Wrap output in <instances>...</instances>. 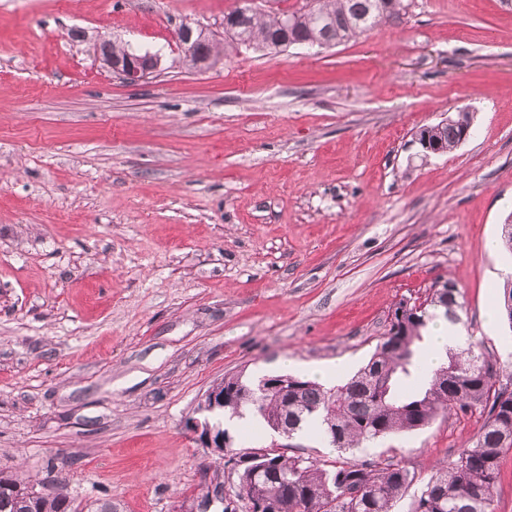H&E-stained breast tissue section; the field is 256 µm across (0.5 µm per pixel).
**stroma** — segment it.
Masks as SVG:
<instances>
[{
	"instance_id": "1",
	"label": "stroma",
	"mask_w": 512,
	"mask_h": 512,
	"mask_svg": "<svg viewBox=\"0 0 512 512\" xmlns=\"http://www.w3.org/2000/svg\"><path fill=\"white\" fill-rule=\"evenodd\" d=\"M241 0H0V471L76 502L177 512L203 448L183 427L224 377L334 362L352 376L396 303L453 281L473 343L512 256V9L411 0L400 23L312 51L224 39ZM221 40L211 68L176 41ZM157 52L136 85L100 35ZM467 110L422 158L416 131ZM477 412L359 449L426 481ZM213 38H208L205 31L184 24L177 33V41L183 51L184 58L194 66H206L212 61L208 46Z\"/></svg>"
}]
</instances>
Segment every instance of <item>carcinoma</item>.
<instances>
[{
  "instance_id": "carcinoma-1",
  "label": "carcinoma",
  "mask_w": 512,
  "mask_h": 512,
  "mask_svg": "<svg viewBox=\"0 0 512 512\" xmlns=\"http://www.w3.org/2000/svg\"><path fill=\"white\" fill-rule=\"evenodd\" d=\"M408 0H306L292 12H258L229 37L260 50L291 37L309 47L357 39L383 23L401 19ZM293 29L280 28L282 18ZM419 136L446 153L461 144L458 123L423 127ZM456 286L431 288L419 303L399 302L389 329L367 363L345 383L325 388L288 375V390L268 375L251 385L240 377L223 379L230 392L215 415L242 416L302 435L318 424L316 435L342 453L321 461L262 447L218 457L223 474L215 475L197 498L221 512H254L259 503L278 512H394L416 474L391 458L360 462L349 457L365 442L422 430L451 411H477L482 423L471 444L455 460L439 467L414 496L410 512H494L503 454L512 449V371L473 347L448 350L447 359L422 376L419 352L430 321L438 315L462 321ZM14 479L0 472V512H77L79 505L58 485L51 494L25 501L12 489Z\"/></svg>"
}]
</instances>
